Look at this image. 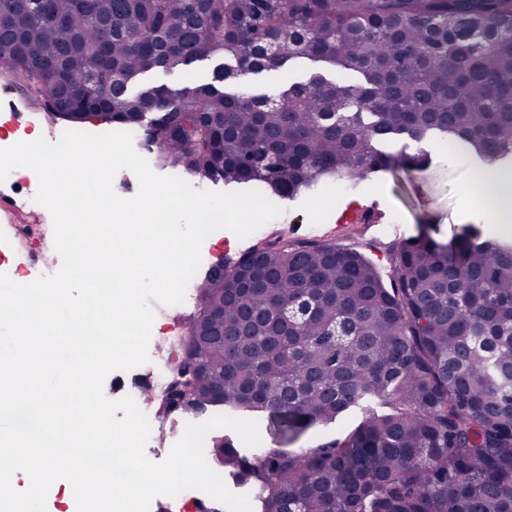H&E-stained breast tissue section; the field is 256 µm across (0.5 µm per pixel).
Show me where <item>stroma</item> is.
I'll return each mask as SVG.
<instances>
[{
	"label": "stroma",
	"instance_id": "35a3bbf8",
	"mask_svg": "<svg viewBox=\"0 0 512 512\" xmlns=\"http://www.w3.org/2000/svg\"><path fill=\"white\" fill-rule=\"evenodd\" d=\"M21 86L13 75L0 72V128L8 130L12 141L34 133L55 142L71 130V123L47 120V110L35 97H21ZM482 172L492 181L496 202L504 203L512 194L507 182V169L484 162H471L460 167H432L397 175H376L356 189L337 187L316 197L283 201L284 212L266 224L264 234L284 240L317 239L357 248L381 269H388L392 250L402 239L428 229L436 239L449 241L468 225L497 228L499 235L512 243V223L503 224L495 217L493 206L471 202L466 195L470 173ZM195 285H188L184 305L180 307L154 304L148 356L165 362L164 352L179 336L178 321L196 312ZM151 433L145 448L147 457L163 461L172 446L190 424V417L172 415L148 418Z\"/></svg>",
	"mask_w": 512,
	"mask_h": 512
}]
</instances>
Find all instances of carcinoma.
Listing matches in <instances>:
<instances>
[{"label":"carcinoma","instance_id":"1","mask_svg":"<svg viewBox=\"0 0 512 512\" xmlns=\"http://www.w3.org/2000/svg\"><path fill=\"white\" fill-rule=\"evenodd\" d=\"M209 56L226 63L202 83L190 66ZM299 58L358 81L243 83ZM0 61L76 122L97 114L166 166L281 199L432 162L384 150L400 136L512 163V0H0ZM152 72L185 86L132 89ZM252 252L257 285L218 263L197 285L200 375L157 413L264 414L289 442L360 416L297 451L214 438L213 465L257 512H512V246L421 233L386 276L326 241ZM302 298L316 308L293 326L283 310Z\"/></svg>","mask_w":512,"mask_h":512}]
</instances>
